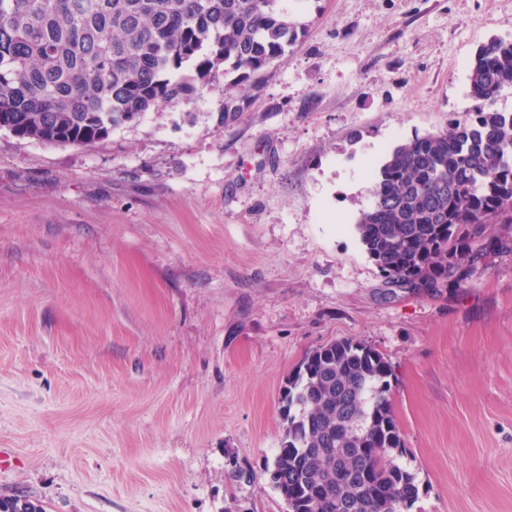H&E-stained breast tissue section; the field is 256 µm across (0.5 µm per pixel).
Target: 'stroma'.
I'll list each match as a JSON object with an SVG mask.
<instances>
[{"label": "stroma", "instance_id": "1", "mask_svg": "<svg viewBox=\"0 0 512 512\" xmlns=\"http://www.w3.org/2000/svg\"><path fill=\"white\" fill-rule=\"evenodd\" d=\"M283 4L302 34L238 120L220 76L88 146L0 130V494L286 512L281 389L345 339L393 366L410 512H512V250L391 294L355 230L388 151L471 111L512 0Z\"/></svg>", "mask_w": 512, "mask_h": 512}]
</instances>
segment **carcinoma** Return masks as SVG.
I'll list each match as a JSON object with an SVG mask.
<instances>
[{"mask_svg":"<svg viewBox=\"0 0 512 512\" xmlns=\"http://www.w3.org/2000/svg\"><path fill=\"white\" fill-rule=\"evenodd\" d=\"M280 0H0V130L86 146L168 105L189 104L224 70V121L249 111L269 66L300 28ZM194 63V75L176 70ZM512 87V40L493 38L469 65L475 111L395 147L356 230L383 283L420 294L467 287L469 270L512 227V113L486 109ZM384 354L339 340L309 352L281 395L284 437L267 468L295 512H409L415 476L388 397ZM3 512H44L0 495Z\"/></svg>","mask_w":512,"mask_h":512,"instance_id":"obj_1","label":"carcinoma"}]
</instances>
